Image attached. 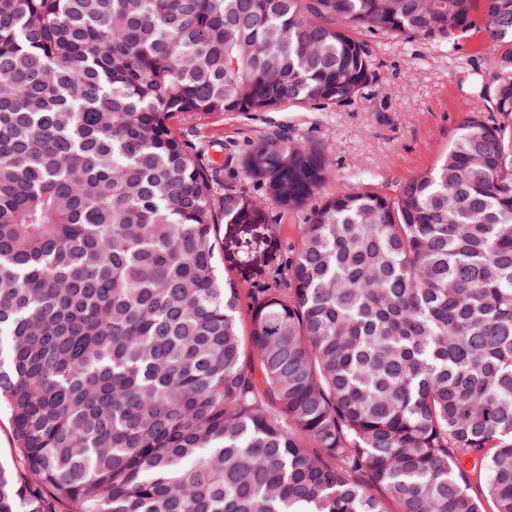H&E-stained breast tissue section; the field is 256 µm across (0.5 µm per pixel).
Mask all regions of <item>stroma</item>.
<instances>
[{"instance_id": "stroma-1", "label": "stroma", "mask_w": 512, "mask_h": 512, "mask_svg": "<svg viewBox=\"0 0 512 512\" xmlns=\"http://www.w3.org/2000/svg\"><path fill=\"white\" fill-rule=\"evenodd\" d=\"M367 42L375 77L364 100L329 112L293 107L205 119L202 127L218 145L214 158L223 164L225 184H245L241 156L278 127L333 146L332 173L322 189L326 195L365 187L393 195L435 166L474 111L473 85L490 70L496 54L482 21L452 47L380 35ZM216 234L221 262L246 292L259 284L268 265L287 256L288 243L298 239V225L221 224Z\"/></svg>"}]
</instances>
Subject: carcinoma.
Wrapping results in <instances>:
<instances>
[{"label": "carcinoma", "mask_w": 512, "mask_h": 512, "mask_svg": "<svg viewBox=\"0 0 512 512\" xmlns=\"http://www.w3.org/2000/svg\"><path fill=\"white\" fill-rule=\"evenodd\" d=\"M477 13L479 108L394 197L276 137L272 212L185 133L360 100L350 30ZM300 213L243 304L216 225ZM0 408V512H512V0H0Z\"/></svg>", "instance_id": "obj_1"}]
</instances>
